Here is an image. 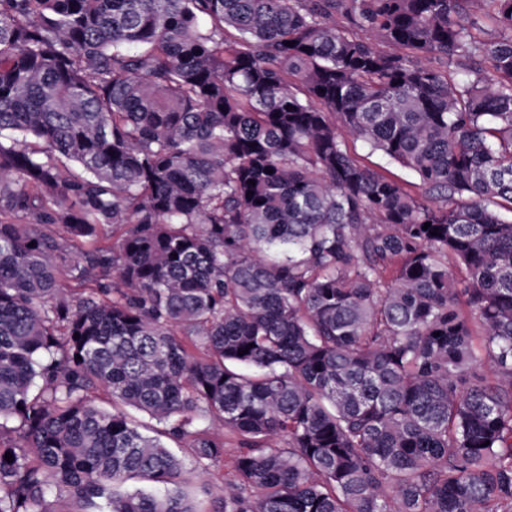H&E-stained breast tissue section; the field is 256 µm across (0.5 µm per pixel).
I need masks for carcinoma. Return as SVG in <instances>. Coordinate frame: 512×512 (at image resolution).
I'll list each match as a JSON object with an SVG mask.
<instances>
[{"label": "carcinoma", "mask_w": 512, "mask_h": 512, "mask_svg": "<svg viewBox=\"0 0 512 512\" xmlns=\"http://www.w3.org/2000/svg\"><path fill=\"white\" fill-rule=\"evenodd\" d=\"M484 2L0 0V512H512ZM351 152L365 165L376 171L382 172L400 182H416L414 175L400 165L390 162L379 153L370 152L369 148L361 142L350 143ZM227 450L224 459L211 467L208 476L198 477L194 474L189 476L188 493L197 500L202 501L207 509L210 508L211 499L221 494L220 488L224 485V482L231 478L230 454L233 453L234 449L228 448ZM204 488L208 489L211 495L205 494L203 492Z\"/></svg>", "instance_id": "cac0c4a2"}]
</instances>
